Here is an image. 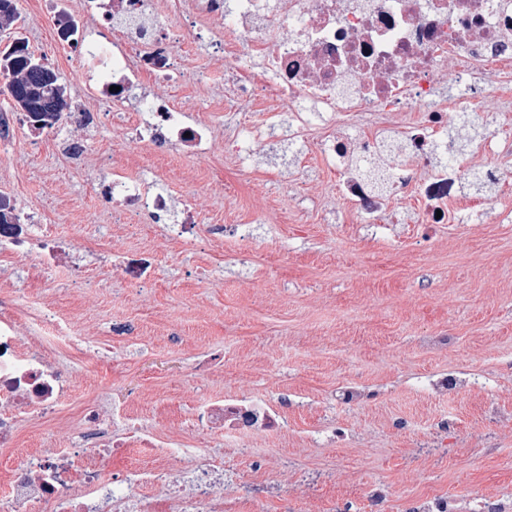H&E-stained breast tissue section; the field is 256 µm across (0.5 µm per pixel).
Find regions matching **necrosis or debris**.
Returning <instances> with one entry per match:
<instances>
[{
  "mask_svg": "<svg viewBox=\"0 0 512 512\" xmlns=\"http://www.w3.org/2000/svg\"><path fill=\"white\" fill-rule=\"evenodd\" d=\"M83 0L84 16L100 15L120 35L115 44L86 27L81 58L88 75L111 72L113 108L135 112L134 138L168 144L194 156L213 149L208 128L190 123L165 97L145 92L147 82L169 81L174 42L163 14L212 22L232 18L239 40L228 55L261 59L258 68L236 73L241 102L276 96L292 112L297 129L309 121L307 104L321 112H404L422 103V121L400 136L407 153L385 171L392 188L417 184L426 202L423 221L435 224L449 186L469 179V166L416 174L433 155L436 135L448 124L440 86L461 88L468 98H491L497 90L486 75L493 64L512 62V0ZM379 138H331L322 153L339 160L343 189L364 219L386 203L385 193L362 178L354 160L378 150ZM104 192L129 212L159 215L167 194L157 186L113 173ZM68 241L52 228L0 224V252L37 258L40 267L64 264ZM22 295L0 301V448L11 449L0 474V512H234L246 489L224 478V463L201 448L168 447L158 434L129 423L124 406H81L71 416L83 443L41 453L19 451L21 418L52 426L66 414L68 377L52 362L42 340L25 345L14 315ZM200 431L245 443L279 429L265 399L203 400L195 411Z\"/></svg>",
  "mask_w": 512,
  "mask_h": 512,
  "instance_id": "obj_1",
  "label": "necrosis or debris"
}]
</instances>
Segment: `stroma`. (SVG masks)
Masks as SVG:
<instances>
[{
  "instance_id": "obj_1",
  "label": "stroma",
  "mask_w": 512,
  "mask_h": 512,
  "mask_svg": "<svg viewBox=\"0 0 512 512\" xmlns=\"http://www.w3.org/2000/svg\"><path fill=\"white\" fill-rule=\"evenodd\" d=\"M39 3L13 0L17 20L0 29V50L24 41L58 74L72 112L37 134L13 121L0 140V196L21 223L56 227L71 267L45 270L34 285V261L0 254V298L30 285L19 314L41 336L46 305L79 313L89 348L49 349L77 376L74 399L124 403L166 441L223 452L234 481L284 475L300 486L241 512H410L432 497L459 512H512V179L492 184L480 212L455 186L448 222L431 228L412 185L362 223L321 141L401 130L422 120L424 105L317 114L293 142L289 113L264 98L240 108L224 50L204 30L175 47L180 82L155 92L213 129V155L130 143L133 113L98 95ZM502 89L482 115L486 150L465 155L468 165L512 169V78ZM236 108L228 139L224 113ZM258 131L256 153L239 155ZM73 140L87 152L67 153ZM124 170L164 189L169 222L190 208L197 237L174 243L148 214L114 211L102 185ZM215 224L245 225L248 239L213 237ZM136 255L154 272L149 287L126 274ZM71 269L80 289L68 286ZM120 323L127 335H113ZM227 393L265 398L284 429L246 453L199 433L196 404ZM374 487L386 492L378 510Z\"/></svg>"
}]
</instances>
